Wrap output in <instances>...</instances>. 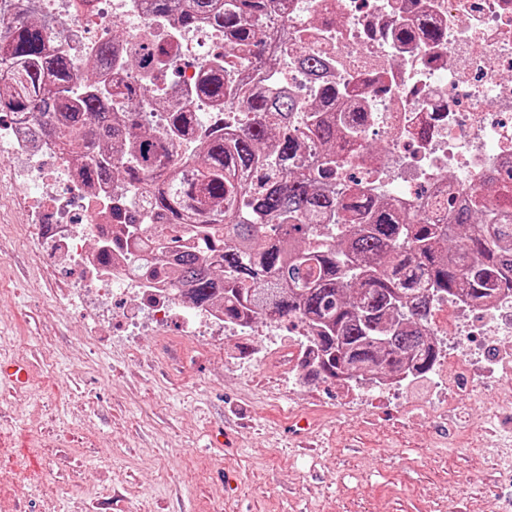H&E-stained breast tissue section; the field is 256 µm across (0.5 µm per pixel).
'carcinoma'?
Wrapping results in <instances>:
<instances>
[{
	"label": "carcinoma",
	"mask_w": 512,
	"mask_h": 512,
	"mask_svg": "<svg viewBox=\"0 0 512 512\" xmlns=\"http://www.w3.org/2000/svg\"><path fill=\"white\" fill-rule=\"evenodd\" d=\"M192 26L207 19L224 31V46L262 43L277 0H146ZM49 37L28 19L0 22V112H20L64 152L80 154L84 181L107 184L121 174L144 184L146 209L112 207L120 221L112 247L126 251L149 279L168 280L198 307L224 301V320L247 325L301 320L315 359L300 364L311 380L428 376L440 350L427 336L437 300L465 296L487 304L512 294V209L478 191L472 207L446 224L425 212L409 215L369 195L353 180L336 193L327 185L350 157L361 116L336 110V87L321 89L299 125L303 103L286 91H258L226 78L225 55L204 73L193 94L218 106L233 101L250 115L239 132L198 133L190 110L169 113L171 135L186 141L183 161L170 160L166 141L137 139L133 155L114 158L103 145L135 135L137 113L117 118L112 101H145L146 88L112 76L125 67L156 72L168 50L97 48L94 78L75 88L72 63L50 52Z\"/></svg>",
	"instance_id": "cac0c4a2"
}]
</instances>
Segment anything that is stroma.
<instances>
[{
    "instance_id": "obj_1",
    "label": "stroma",
    "mask_w": 512,
    "mask_h": 512,
    "mask_svg": "<svg viewBox=\"0 0 512 512\" xmlns=\"http://www.w3.org/2000/svg\"><path fill=\"white\" fill-rule=\"evenodd\" d=\"M80 276L43 262L0 185V360L32 370L0 385V512H512L494 382L440 416L425 379L356 406L347 382L276 361L298 339L287 320L220 347L168 325L189 353L175 370L161 338L90 336L79 302L54 303Z\"/></svg>"
}]
</instances>
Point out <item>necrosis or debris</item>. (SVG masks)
Wrapping results in <instances>:
<instances>
[{
  "label": "necrosis or debris",
  "instance_id": "1",
  "mask_svg": "<svg viewBox=\"0 0 512 512\" xmlns=\"http://www.w3.org/2000/svg\"><path fill=\"white\" fill-rule=\"evenodd\" d=\"M88 14L79 0H0V18L29 16L44 26L53 52L69 58L77 77H84L99 44L111 41L112 24L123 21L122 42L146 46L156 42L172 53L176 85L150 81L141 128L156 135L168 132L166 114L178 106L175 88L192 89L224 45V34L208 22L185 28L175 16L144 8L143 0H96ZM274 38L261 52H239L228 74L249 77L269 89L288 88L310 101L319 82L336 85L342 96L359 106L362 131L384 136L390 161L354 153L351 164L336 175L337 185L357 179L376 197L417 210L426 198L460 203L469 190L486 187L489 178L512 173V0H286ZM423 23L441 39L407 45L392 39L400 25ZM305 56L323 59L327 68L315 81L301 67ZM33 121L18 115L0 123V166L49 264L75 263L84 277L65 288V295L86 294L93 306L112 309V322L122 330L140 332L145 323L164 327L175 319L204 326L209 335L253 328L225 324L220 310H200L184 303L168 284H147L132 270L127 255H112L101 270L96 240L111 236V206L118 199L144 204L140 191L124 181L87 188L76 173V157L61 153L53 142L31 135ZM138 305L127 306L128 296ZM449 315L432 333L457 341L440 378L446 395L474 394L473 376L484 372L505 379L500 398L512 404V295L489 306L464 298L448 303Z\"/></svg>",
  "mask_w": 512,
  "mask_h": 512
}]
</instances>
